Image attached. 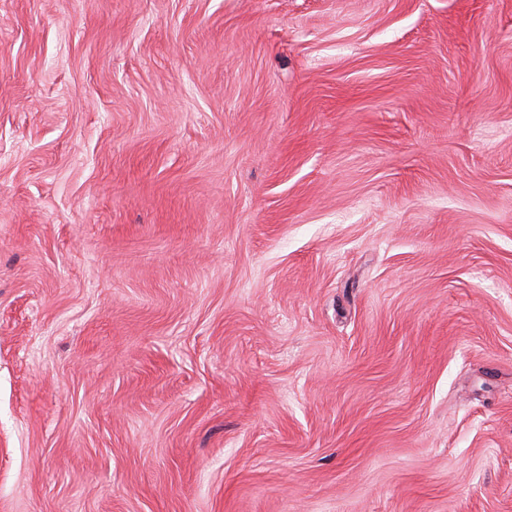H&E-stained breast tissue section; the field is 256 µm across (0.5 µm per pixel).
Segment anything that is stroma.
Segmentation results:
<instances>
[{
  "label": "stroma",
  "instance_id": "35a3bbf8",
  "mask_svg": "<svg viewBox=\"0 0 512 512\" xmlns=\"http://www.w3.org/2000/svg\"><path fill=\"white\" fill-rule=\"evenodd\" d=\"M0 512H512V0H0Z\"/></svg>",
  "mask_w": 512,
  "mask_h": 512
}]
</instances>
